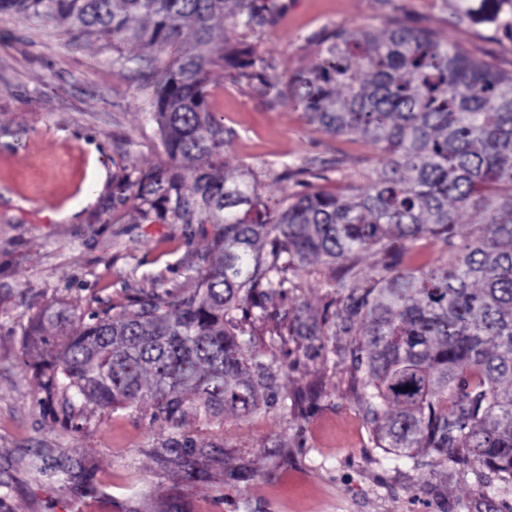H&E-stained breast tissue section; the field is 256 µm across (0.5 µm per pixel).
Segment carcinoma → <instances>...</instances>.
I'll list each match as a JSON object with an SVG mask.
<instances>
[{"label":"carcinoma","mask_w":512,"mask_h":512,"mask_svg":"<svg viewBox=\"0 0 512 512\" xmlns=\"http://www.w3.org/2000/svg\"><path fill=\"white\" fill-rule=\"evenodd\" d=\"M478 12L512 34V0L461 4L458 21ZM7 13L157 53L192 33L193 45L152 75L169 165L118 185L117 196L213 228L210 260L188 287L142 290L78 316L42 313L39 327L52 329L37 340L42 392H70L100 408L136 405L174 422L189 408L256 411L278 398L279 386L273 364L254 360L246 325L270 319L277 335L320 350L322 325L282 314L274 301L293 265L344 259L330 287L343 303L342 332L355 335L344 351L361 375L376 446L397 460L431 448L477 463L512 495V73L424 26L397 20L381 33L331 31L285 90L311 122L334 136L362 135L386 162L363 188L311 190L272 211L253 183L213 173L227 141L207 105L213 67L234 79L257 76L259 61L224 47L214 24L260 25L256 0H0ZM466 210L481 220L459 248ZM424 238L440 242L443 256L412 269L408 244ZM364 252L378 261L360 277Z\"/></svg>","instance_id":"carcinoma-1"}]
</instances>
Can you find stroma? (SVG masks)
I'll list each match as a JSON object with an SVG mask.
<instances>
[{"label":"stroma","instance_id":"obj_1","mask_svg":"<svg viewBox=\"0 0 512 512\" xmlns=\"http://www.w3.org/2000/svg\"><path fill=\"white\" fill-rule=\"evenodd\" d=\"M263 23L229 31L263 73L285 83L313 61L319 40L341 26L384 31L420 23L469 56L512 72V35L457 23V0H258ZM135 44L113 47L49 22L0 15V512H512V495L480 466L440 461L422 448L397 462L376 448L346 345L324 350L273 341L256 321V350L279 366L288 400L249 414L153 418L135 406L43 404L34 367L36 314L50 305L82 313L125 303L133 290L192 281L211 228L142 218L118 199L120 180L167 164L151 117L152 68L175 58ZM208 106L231 137L225 171L251 172L267 205L311 189L361 185L384 154L361 135L333 136L310 123L287 93L258 81L208 76ZM108 173L95 205L74 220L88 170ZM318 262L289 271L296 287L280 307L322 320L335 291Z\"/></svg>","mask_w":512,"mask_h":512}]
</instances>
